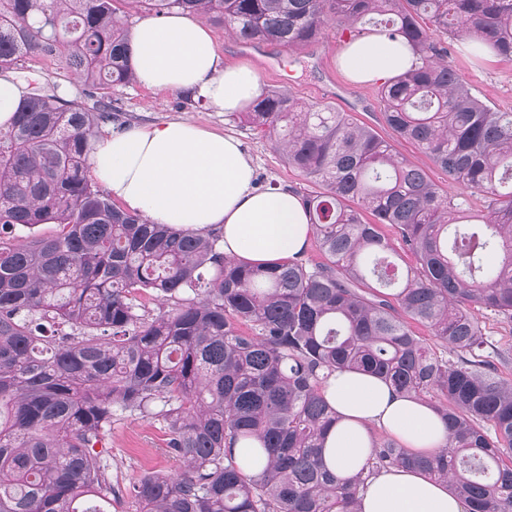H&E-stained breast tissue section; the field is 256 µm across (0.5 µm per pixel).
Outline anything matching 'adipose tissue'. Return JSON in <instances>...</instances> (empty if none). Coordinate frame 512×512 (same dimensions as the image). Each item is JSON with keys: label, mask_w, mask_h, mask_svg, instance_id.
<instances>
[{"label": "adipose tissue", "mask_w": 512, "mask_h": 512, "mask_svg": "<svg viewBox=\"0 0 512 512\" xmlns=\"http://www.w3.org/2000/svg\"><path fill=\"white\" fill-rule=\"evenodd\" d=\"M138 83L155 91L201 95L231 114L259 97L256 73L224 64L212 31L200 18L172 13L139 21L130 33ZM344 73L360 83H384L405 72L413 57L405 41L370 33L347 41L338 56ZM89 177L130 211L187 232L215 231L226 257L265 267L299 255L313 227L289 190H256L254 167L233 136L186 120L98 134L91 141ZM324 394L336 412L325 456L337 476L366 466L375 430L414 455L447 444L440 416L381 377L353 370L333 373ZM358 512H467L444 482L391 467L373 475L360 493Z\"/></svg>", "instance_id": "adipose-tissue-1"}]
</instances>
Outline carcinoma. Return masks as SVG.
<instances>
[{"mask_svg":"<svg viewBox=\"0 0 512 512\" xmlns=\"http://www.w3.org/2000/svg\"><path fill=\"white\" fill-rule=\"evenodd\" d=\"M134 2L245 44L303 46L330 24L404 38L419 64L379 87L385 122L460 192L348 113L269 90L242 120L322 186L300 196L322 260L246 267L215 232L121 209L88 178L86 148L118 120L112 90L135 81L119 17ZM444 36L512 60V0H0V74L39 56L82 83L67 99L21 76L0 126V512H107L119 490L96 446L118 411L159 422L182 464L130 481L133 512H357L391 466L445 480L471 512H512V382L477 317L512 319V112L474 95ZM39 224L55 233L17 242ZM338 368L432 398L448 445L383 443L337 477L323 387ZM249 437L263 447L237 457Z\"/></svg>","mask_w":512,"mask_h":512,"instance_id":"cac0c4a2","label":"carcinoma"}]
</instances>
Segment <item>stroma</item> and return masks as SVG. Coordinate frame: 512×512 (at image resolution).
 <instances>
[{
    "instance_id": "35a3bbf8",
    "label": "stroma",
    "mask_w": 512,
    "mask_h": 512,
    "mask_svg": "<svg viewBox=\"0 0 512 512\" xmlns=\"http://www.w3.org/2000/svg\"><path fill=\"white\" fill-rule=\"evenodd\" d=\"M214 35L217 52L225 64L244 63L252 67L262 89L286 90L302 102L328 104L336 111L350 113L357 123L393 142L401 156L423 167L448 194L456 193V186L449 184L444 171L416 144L395 139L383 117L377 84L351 82L340 69L337 57L344 39L335 26H328L315 43L300 49L273 44L248 48L222 30H215ZM454 65L482 101L501 111L512 110V61L493 55L478 59L463 51L455 53ZM112 105L130 128L188 120L212 131L234 134L253 163L254 185L258 190L266 191L273 185L295 192L316 189L315 184L288 167L269 138L257 134L239 117L218 112L196 97L178 92L157 93L135 82L114 90ZM478 318L489 341L502 355L498 366L501 378L512 381V320L487 312L479 313ZM103 446L112 480L122 486L148 471L171 473L178 468L177 461L166 450L162 429L153 421L119 415Z\"/></svg>"
}]
</instances>
